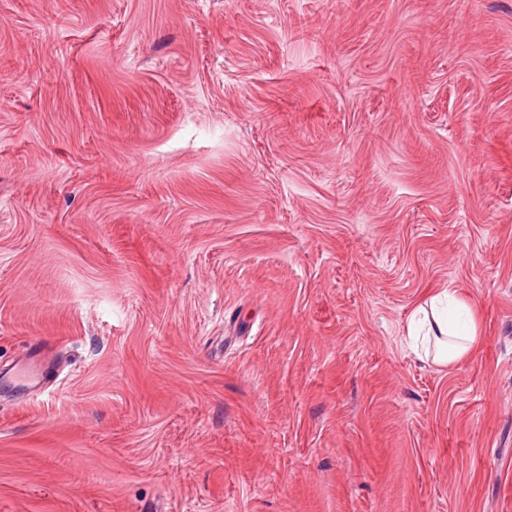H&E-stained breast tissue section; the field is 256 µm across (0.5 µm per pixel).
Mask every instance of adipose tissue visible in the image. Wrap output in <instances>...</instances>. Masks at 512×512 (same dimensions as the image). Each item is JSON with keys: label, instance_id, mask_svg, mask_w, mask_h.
<instances>
[{"label": "adipose tissue", "instance_id": "1", "mask_svg": "<svg viewBox=\"0 0 512 512\" xmlns=\"http://www.w3.org/2000/svg\"><path fill=\"white\" fill-rule=\"evenodd\" d=\"M444 300L455 305L461 302L457 291L452 288L431 296L415 309L407 326V336L415 349L440 364L450 365L475 357L483 336L476 310H469L468 322L461 327L438 311V304Z\"/></svg>", "mask_w": 512, "mask_h": 512}]
</instances>
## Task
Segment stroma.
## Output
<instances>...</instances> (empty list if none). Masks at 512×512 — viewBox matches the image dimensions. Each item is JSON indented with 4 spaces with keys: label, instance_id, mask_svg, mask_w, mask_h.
<instances>
[{
    "label": "stroma",
    "instance_id": "stroma-1",
    "mask_svg": "<svg viewBox=\"0 0 512 512\" xmlns=\"http://www.w3.org/2000/svg\"><path fill=\"white\" fill-rule=\"evenodd\" d=\"M33 354L0 512H512V0H0ZM442 298H447L448 305L455 304L467 309L468 322L465 326L459 327L448 315L437 310ZM407 336L420 358L432 355L441 365L475 357L483 341L476 310L466 304L454 288L434 294L415 309L407 326Z\"/></svg>",
    "mask_w": 512,
    "mask_h": 512
}]
</instances>
